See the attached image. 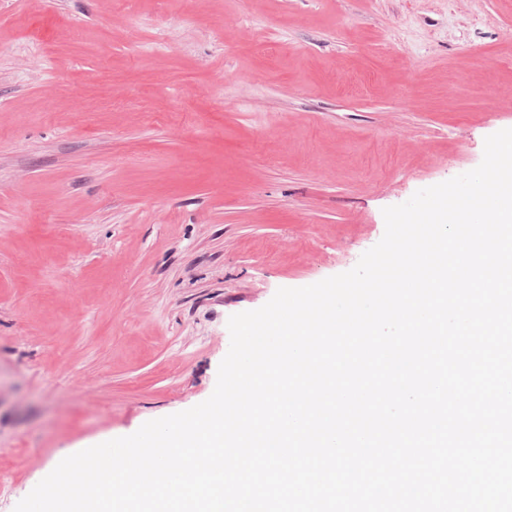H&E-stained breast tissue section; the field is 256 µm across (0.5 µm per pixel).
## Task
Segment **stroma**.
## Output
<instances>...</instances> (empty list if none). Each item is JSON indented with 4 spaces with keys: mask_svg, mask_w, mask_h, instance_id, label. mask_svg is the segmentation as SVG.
<instances>
[{
    "mask_svg": "<svg viewBox=\"0 0 512 512\" xmlns=\"http://www.w3.org/2000/svg\"><path fill=\"white\" fill-rule=\"evenodd\" d=\"M509 128L512 0H0V512Z\"/></svg>",
    "mask_w": 512,
    "mask_h": 512,
    "instance_id": "stroma-1",
    "label": "stroma"
}]
</instances>
